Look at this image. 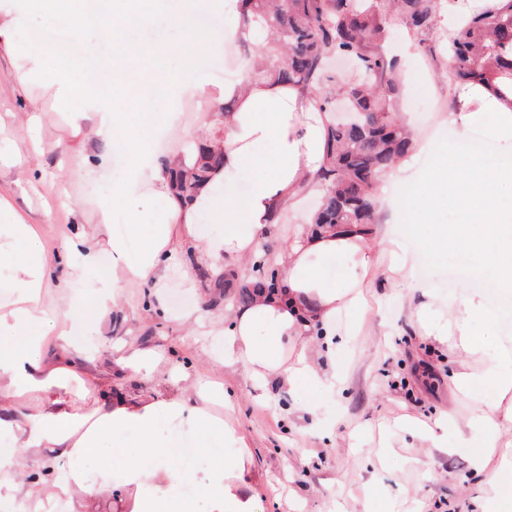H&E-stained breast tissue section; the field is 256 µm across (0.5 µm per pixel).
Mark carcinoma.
<instances>
[{
    "label": "carcinoma",
    "instance_id": "obj_1",
    "mask_svg": "<svg viewBox=\"0 0 512 512\" xmlns=\"http://www.w3.org/2000/svg\"><path fill=\"white\" fill-rule=\"evenodd\" d=\"M448 0H241L242 19L256 31V44L272 59L256 65L259 80L272 79L313 93L323 92L319 111L334 109L330 93L343 96L351 116L329 121L326 158L317 175L324 192L312 223L318 227L358 224L372 232L376 223L373 188L383 174L414 150L398 109L401 84L397 61L383 50L391 27L404 25L424 44ZM448 81L461 87L484 85L504 97L512 93V0L479 9L448 33ZM332 55L347 56L355 67L333 71ZM216 157L199 150L192 165L171 177L174 191L192 199L207 181ZM257 276L236 283L230 272L213 280L224 300L246 305L250 289L271 292L276 269L261 260ZM240 287L242 292L232 289Z\"/></svg>",
    "mask_w": 512,
    "mask_h": 512
}]
</instances>
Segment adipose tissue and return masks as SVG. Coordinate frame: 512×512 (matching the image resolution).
<instances>
[{
    "mask_svg": "<svg viewBox=\"0 0 512 512\" xmlns=\"http://www.w3.org/2000/svg\"><path fill=\"white\" fill-rule=\"evenodd\" d=\"M62 0H0V58L10 64L9 83L23 111L39 117L63 112L83 141L96 142L97 151L81 156L78 178L101 185L96 202L99 224L112 251L119 275L98 276L101 247L79 234L65 236L60 259L44 254L33 224L13 202L0 196V282L13 288L15 297L0 306V512H54L57 504L74 494L95 498L116 490L122 512H259L255 463L232 425L219 423L224 439L234 450L221 463L189 472L177 466L175 444L160 430L162 421L198 433L214 422L212 411L224 402V387L179 366H171L174 381L187 382L192 397L157 391L147 398L110 396L93 377L89 353L72 339L74 324L99 325L109 319L127 288L161 287L166 275L181 266L179 244L201 242L200 264L214 272L238 271L261 255L262 236L277 231L275 213L295 206L304 190L316 189L315 176L325 158V117L312 93L282 83H257L237 78L212 85L199 82L194 67L177 71L155 68L144 48L125 33L143 24L146 15L134 10L106 26L94 20L75 23V39L93 38L120 48L133 60L127 71H116L111 86L90 82L75 61L63 58L51 43L35 38V15L52 18ZM218 9L232 16L223 39L234 43L252 40L253 32L239 23L237 0H171L170 20L184 39L199 33L191 14ZM219 103L213 130L201 135L186 130L193 145L221 158L210 180L194 201L175 195L172 172L188 161L187 153L153 149L151 136H162L175 124L182 99ZM139 103L138 120L128 116V100ZM168 111L166 126L155 123L153 106ZM231 112H223V104ZM448 122L456 139L441 148L436 164L424 177L421 201L408 202L409 210H429L466 199H479L494 188L512 190V156L504 155L495 169L471 156L463 175L449 176L459 152L474 129L512 146V104L472 85L458 94ZM123 144L128 164L124 179L106 174L114 144ZM247 176L243 194L231 191L232 182ZM128 224H149L136 251L125 237L112 232L115 218ZM462 230L439 228L434 243L449 244L476 255L479 267L494 270L504 290L512 289V211L492 207L468 213ZM390 272L409 281L417 297L415 319L422 335L453 343L478 357V368L453 373L450 393L473 396L469 414L448 419L440 434L429 436L430 447L453 453L468 452L476 470L491 458L512 466V346L488 350L471 327L488 319L481 298L472 294L438 297L426 283L415 280L411 259L395 240L384 246ZM343 257L348 261L340 280L323 272V262ZM377 262L368 237L356 226L339 229L307 224L276 256L280 271L275 294L256 293L251 303L233 309L217 334L222 339L221 361L242 366L258 382L276 380L295 389L311 380L332 390L336 375L321 370L312 355L321 345L326 357L336 354V317L356 315L364 301L363 288ZM97 279L92 295L76 302L71 288L89 274ZM61 290L57 303H46L48 284ZM54 336L56 356H49L45 336ZM80 381L89 411H79L66 389ZM492 397H479L482 388ZM134 434L135 460L115 467L101 456V443L110 433ZM97 457L93 471L64 468L62 460ZM204 487L202 500L184 496L185 484Z\"/></svg>",
    "mask_w": 512,
    "mask_h": 512,
    "instance_id": "1",
    "label": "adipose tissue"
}]
</instances>
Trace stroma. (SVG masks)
Returning <instances> with one entry per match:
<instances>
[{
    "mask_svg": "<svg viewBox=\"0 0 512 512\" xmlns=\"http://www.w3.org/2000/svg\"><path fill=\"white\" fill-rule=\"evenodd\" d=\"M64 6L52 21H36L38 37L60 42L81 57L91 79L109 84L111 46L66 39L75 21ZM405 29H393L385 49L397 57L406 74L401 102L405 122L417 130L422 150L416 151L406 178H381L377 191V226L401 239L428 269L424 282L440 296L473 292L475 278L464 271L449 274L455 251L428 252L403 232V220L390 216L388 204L400 186L417 185L430 168L439 139H453L445 114L453 91L443 74L444 50L428 54ZM21 139L37 136L51 144L42 165L18 175L9 157L0 158V192L34 224L45 254L60 253L63 237L72 229L85 236L100 235L92 207L97 186L76 179L73 157L80 150L66 116L44 113L35 129L19 126ZM200 243L187 245L183 269L175 271L161 290L147 285L128 288L117 317L81 329L79 342L98 350L102 360L96 378L113 392L147 396L170 386L168 369L180 363L188 372L218 377L224 384L237 429L251 448L260 473V512H476L484 494V474L463 454L427 448L419 431L434 427L448 414L465 417L470 404L448 393V374L473 360L454 346L420 336L412 317L415 305L406 281L392 277L385 265L368 278L369 300L359 316L357 335L344 337L336 349L341 380L335 392L305 383L290 392L276 385L256 384L244 368L212 365L206 349L212 321L227 316L223 300L211 288L212 272L197 261ZM194 311L197 322L179 324L183 311ZM150 347L159 365L144 378L121 369L117 359L129 348ZM316 403L320 426L307 431L289 414V406Z\"/></svg>",
    "mask_w": 512,
    "mask_h": 512,
    "instance_id": "stroma-1",
    "label": "stroma"
}]
</instances>
